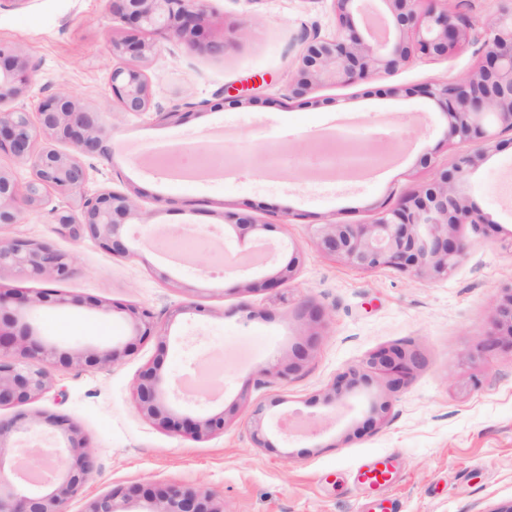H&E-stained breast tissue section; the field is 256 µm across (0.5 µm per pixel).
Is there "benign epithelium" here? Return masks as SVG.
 Instances as JSON below:
<instances>
[{"label": "benign epithelium", "instance_id": "7a95c632", "mask_svg": "<svg viewBox=\"0 0 512 512\" xmlns=\"http://www.w3.org/2000/svg\"><path fill=\"white\" fill-rule=\"evenodd\" d=\"M112 14L122 27L112 36V56L121 60L112 68L109 89L126 112L144 113L151 108L152 94L139 62L156 48L155 37L184 41L191 46L206 38L208 9L204 0H110ZM336 14V35L304 34L297 67L288 86V99L300 100L325 83L352 85L360 79L390 75L416 56L446 58L467 38L466 24L438 0H377L385 6L384 35L370 26L364 0H331ZM483 52L475 69L456 81L425 85L422 93L434 100L448 116L446 139L475 144L471 153L456 155L437 178L397 206L387 209L370 224H317L313 229L317 247L358 269L394 268L420 277H446L464 257L467 244L457 234L464 224L487 223L470 206L462 188L472 170L493 149L499 133L512 132V5L503 4L483 36ZM34 68L25 55L0 45V153L31 164L32 176L23 185L0 169V226L17 224L21 207L42 205L52 191L65 200L50 210L57 232L75 242L93 239L115 257L136 256V241L128 224L136 222L146 232L151 225L135 198L104 189L88 195L84 158L100 154L108 128L92 119L73 97L61 88L45 97L35 112L20 103L32 82ZM37 117H32V114ZM68 142L73 152L58 150L55 143ZM232 226L239 239L251 234L265 243L262 231L268 225L252 214H234ZM301 260L295 248L286 264L246 285L253 291L271 290L288 282ZM74 255L54 245L28 238L0 241V272L61 283L74 273ZM45 306L86 307L116 311L129 320L132 333L142 341H157L158 355L140 371L134 383V402L139 414L159 427L202 440L224 431L227 413L213 412L205 403L188 413L178 405L181 388L163 372L167 326L200 306L185 305L167 312L165 322L137 304H109L81 298L67 291L42 288L27 291L0 281V410L28 405L53 387L51 368L82 362L109 366L131 351L128 345L108 349L74 348L38 337L32 314ZM512 345V285L502 289L486 334L489 347L502 342ZM420 365L419 354L400 346L371 353L358 368L344 374L327 402L343 404L373 373L391 376L389 389L396 390ZM280 401L258 404L253 409L252 441L258 448H274L264 421L270 408ZM391 407L381 397L369 403L368 422L380 423ZM35 436H47L56 444L53 455L62 465L51 468L48 483L30 481L13 468H0V512H68L86 481L98 470V457L89 439L73 418L64 412H19L0 417V444L15 439L21 445ZM110 491L92 501L86 512H116ZM159 503L153 512H223L210 497L196 490L168 487L149 494Z\"/></svg>", "mask_w": 512, "mask_h": 512}]
</instances>
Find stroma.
Segmentation results:
<instances>
[{"label":"stroma","instance_id":"1","mask_svg":"<svg viewBox=\"0 0 512 512\" xmlns=\"http://www.w3.org/2000/svg\"><path fill=\"white\" fill-rule=\"evenodd\" d=\"M467 21V39L445 59L419 58L384 78L350 86L315 87L307 101L288 97L303 30L336 31L329 0H208L209 37L221 52L159 41L142 68L152 112H124L106 96L116 61L110 40L121 27L109 0H0V41L20 47L36 69L22 101L35 108L67 87L109 127L101 155L87 158L86 193L102 189L134 195L159 229L194 231L182 260L166 244L140 237L136 258L121 260L86 240L55 238L49 194L44 207L25 211L19 224L0 227V239L54 240L76 257L63 285L79 296L131 302L155 314L186 303L202 306L168 328L164 371L180 380L202 359L219 356L221 375L205 389L213 410H226L223 432L195 441L159 428L136 410L139 371L157 353L155 340L134 343L107 367L53 369L55 386L30 411H63L90 439L99 468L69 512L122 490L118 512H148L143 491L179 486L211 496L224 512H367L374 495L354 480L358 464L391 454L398 476L388 495L400 512H497L512 503V347L483 350L502 287L512 284V133L471 172L469 203L486 224L463 225L465 256L446 277L418 278L393 268L359 270L322 254L316 224H368L401 197L432 182L472 143L446 140L448 118L421 93L430 82L456 80L474 68L486 24L499 0H446ZM190 105L178 125L159 109ZM356 133L373 153L363 177L317 178L302 159L326 147V132ZM161 143H186L202 159L223 164L252 155V173L198 179L176 177L150 163ZM250 213L267 223L265 238L286 263L291 247L302 259L292 279L274 291H249L248 277L226 274L228 255L242 253L226 215ZM179 288L167 286V279ZM322 307L321 323L301 311ZM32 322L41 336L73 348L133 342L123 314L44 307ZM421 353L422 367L390 392L372 376L364 395L328 404L335 382L384 347ZM274 366L283 378L260 380ZM388 396L391 409L369 426L365 395ZM306 424L276 449L252 442L251 410L270 404Z\"/></svg>","mask_w":512,"mask_h":512}]
</instances>
